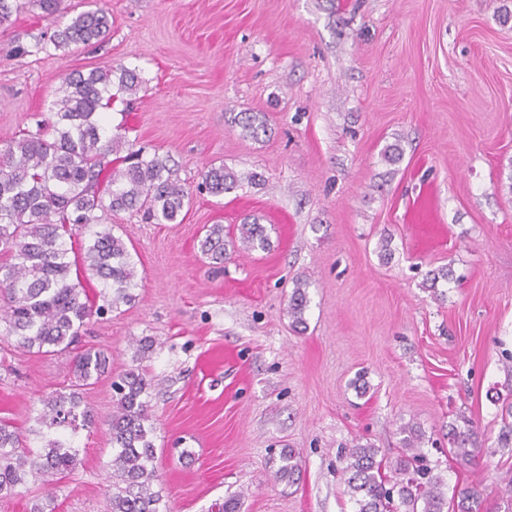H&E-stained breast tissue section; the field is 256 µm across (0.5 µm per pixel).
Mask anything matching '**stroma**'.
Masks as SVG:
<instances>
[{
    "label": "stroma",
    "instance_id": "stroma-1",
    "mask_svg": "<svg viewBox=\"0 0 512 512\" xmlns=\"http://www.w3.org/2000/svg\"><path fill=\"white\" fill-rule=\"evenodd\" d=\"M100 5L109 33L73 53L34 52L52 33L37 8L0 24V145L49 118L66 74L134 69L137 92L100 119L170 156L193 201L174 224L101 217L133 248L136 300L81 331L112 375L80 391L96 423L72 437L80 463L50 488L56 512H110L111 379L132 369L153 383L162 512H217L235 494L239 512H356L345 454L370 444L393 459L408 424L448 487L481 483L477 512H512V447L497 445L512 395V0ZM238 112L264 113L269 133L242 137L225 120ZM213 163L262 179L213 197L199 188ZM249 215L270 249L216 270L198 248L206 226ZM443 267L449 280L426 288ZM299 278L302 330L288 313ZM71 358L0 335V420L29 446ZM453 428L477 433L469 465L449 451ZM288 448L291 482L275 476Z\"/></svg>",
    "mask_w": 512,
    "mask_h": 512
}]
</instances>
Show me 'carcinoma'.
<instances>
[{"mask_svg":"<svg viewBox=\"0 0 512 512\" xmlns=\"http://www.w3.org/2000/svg\"><path fill=\"white\" fill-rule=\"evenodd\" d=\"M54 27L47 46L66 51L102 40L110 29L102 8L78 11L66 0H32ZM141 78L134 70L95 68L67 74L49 111L53 121L22 134L0 147V322L6 336L25 352H67L93 316L135 300L134 267L123 240L99 223L96 211H135L154 224H171L190 204V192L169 166V157L144 154L121 133L99 121L101 110L115 94L137 90ZM230 123L244 138L267 135L265 114L244 112ZM127 151L123 157L119 152ZM241 178L224 164L210 165L201 188L213 196L231 193ZM238 239L224 240V225L213 224L199 241L201 254L224 262L228 249H269L258 218L244 220ZM89 271L102 284L104 304L91 301L72 273ZM306 282L296 281L288 312L296 324L305 323ZM74 390L41 399L39 420L52 429L70 430L94 423L81 407L78 389L94 385L109 374V356L101 349H84L72 358ZM117 395L108 426L112 435L111 512H160L156 480V448L151 439V381L135 370L112 382ZM402 432L406 454L382 472L379 449L356 445L345 455L343 474L357 512H477L480 484L446 491L443 476L419 466L423 436L412 426ZM469 437L450 432L455 458L467 463ZM78 450L68 439L53 437L38 451L22 444L19 434L0 421V499H10L28 477L51 486L75 470Z\"/></svg>","mask_w":512,"mask_h":512,"instance_id":"obj_1","label":"carcinoma"}]
</instances>
